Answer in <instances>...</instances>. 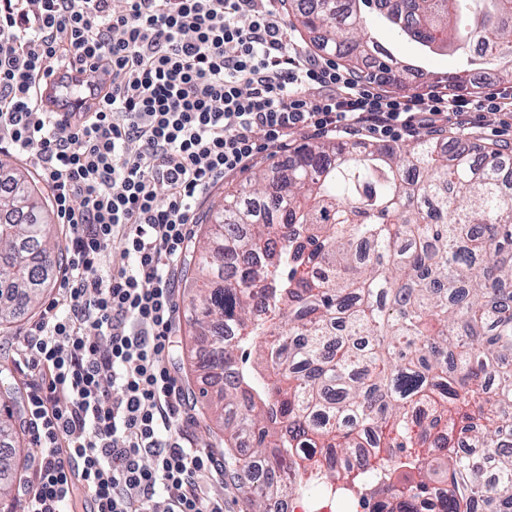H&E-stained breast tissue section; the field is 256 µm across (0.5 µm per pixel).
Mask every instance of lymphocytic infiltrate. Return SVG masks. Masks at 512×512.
<instances>
[{
	"label": "lymphocytic infiltrate",
	"instance_id": "obj_1",
	"mask_svg": "<svg viewBox=\"0 0 512 512\" xmlns=\"http://www.w3.org/2000/svg\"><path fill=\"white\" fill-rule=\"evenodd\" d=\"M65 62L98 74L97 111L37 108L35 77ZM488 114L512 131V85L396 93L292 40L280 0H0V143L68 226L61 293L19 342L23 512H76L81 489L90 512H224V461L180 428L168 361L197 196L297 131L396 141Z\"/></svg>",
	"mask_w": 512,
	"mask_h": 512
}]
</instances>
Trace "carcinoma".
Listing matches in <instances>:
<instances>
[{"instance_id":"cac0c4a2","label":"carcinoma","mask_w":512,"mask_h":512,"mask_svg":"<svg viewBox=\"0 0 512 512\" xmlns=\"http://www.w3.org/2000/svg\"><path fill=\"white\" fill-rule=\"evenodd\" d=\"M382 2L283 6L314 50L369 79L419 73L401 43L447 50L456 66L438 79L453 88L512 76V0ZM206 221L185 315L210 337L200 369L224 377L208 408L236 419L230 471L265 466L243 483L254 512L333 481L371 512H476L487 488L512 512L511 154L429 134L326 139L255 171ZM56 247L41 190L0 162V327L39 305ZM305 448L336 449V469ZM359 448L373 462L356 473Z\"/></svg>"}]
</instances>
